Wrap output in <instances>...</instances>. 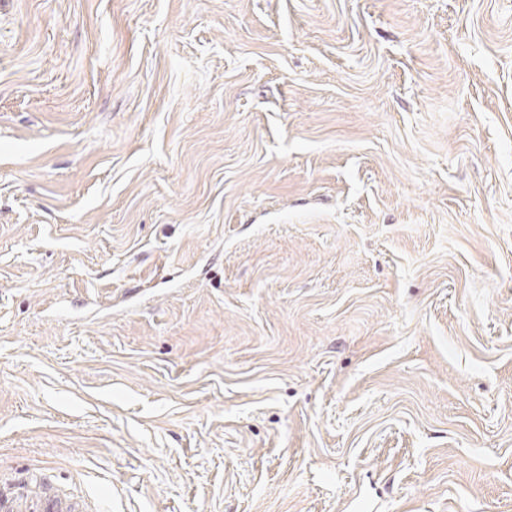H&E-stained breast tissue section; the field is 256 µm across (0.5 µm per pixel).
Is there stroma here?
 <instances>
[{
	"instance_id": "obj_1",
	"label": "stroma",
	"mask_w": 512,
	"mask_h": 512,
	"mask_svg": "<svg viewBox=\"0 0 512 512\" xmlns=\"http://www.w3.org/2000/svg\"><path fill=\"white\" fill-rule=\"evenodd\" d=\"M0 475L512 512V0H0Z\"/></svg>"
}]
</instances>
